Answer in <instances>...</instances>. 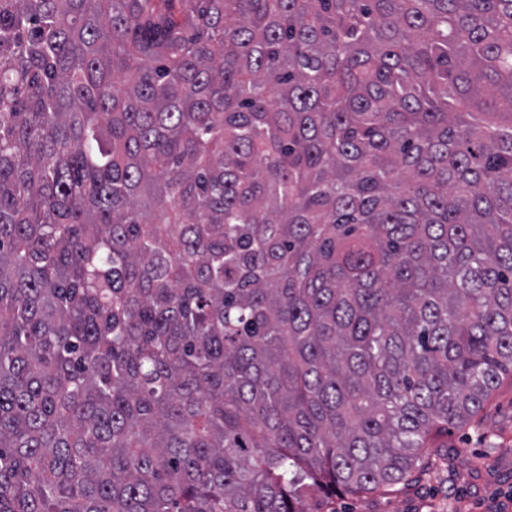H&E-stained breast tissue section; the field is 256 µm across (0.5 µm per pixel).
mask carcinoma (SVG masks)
<instances>
[{
  "label": "carcinoma",
  "mask_w": 512,
  "mask_h": 512,
  "mask_svg": "<svg viewBox=\"0 0 512 512\" xmlns=\"http://www.w3.org/2000/svg\"><path fill=\"white\" fill-rule=\"evenodd\" d=\"M512 371V0H0V512H336Z\"/></svg>",
  "instance_id": "cac0c4a2"
}]
</instances>
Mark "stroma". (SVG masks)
I'll use <instances>...</instances> for the list:
<instances>
[{
    "mask_svg": "<svg viewBox=\"0 0 512 512\" xmlns=\"http://www.w3.org/2000/svg\"><path fill=\"white\" fill-rule=\"evenodd\" d=\"M447 459L381 495L341 497L337 512H500L512 491V377L491 403L444 438Z\"/></svg>",
    "mask_w": 512,
    "mask_h": 512,
    "instance_id": "obj_1",
    "label": "stroma"
}]
</instances>
